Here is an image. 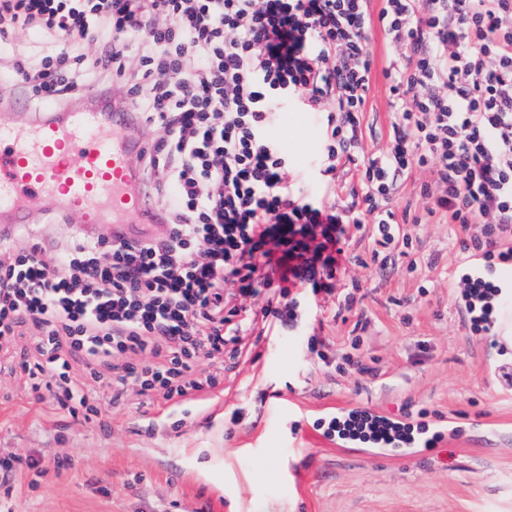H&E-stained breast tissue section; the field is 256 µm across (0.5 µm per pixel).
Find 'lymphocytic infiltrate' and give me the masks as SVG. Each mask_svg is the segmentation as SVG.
Masks as SVG:
<instances>
[{"instance_id":"obj_1","label":"lymphocytic infiltrate","mask_w":512,"mask_h":512,"mask_svg":"<svg viewBox=\"0 0 512 512\" xmlns=\"http://www.w3.org/2000/svg\"><path fill=\"white\" fill-rule=\"evenodd\" d=\"M382 2L400 53L386 72L389 145L369 155L370 0H0V55L17 34L42 39L8 69L33 100L61 112L79 90L123 82L133 125L161 132L136 165L164 234L134 245L80 235L60 249L0 239V364L29 396L89 416L132 381L175 405L223 382L248 332L293 329L320 300L332 316L351 310L356 238L371 233L384 265L413 247L389 203L416 168L431 170V211L461 247L460 320L474 334L495 328L494 273L512 271V0ZM92 42L100 55L86 54ZM288 102L325 114L323 178L341 163L358 176L343 205L299 196L270 134ZM24 335L29 357L15 351ZM74 360L89 386L70 375ZM328 429L380 448L414 440L413 426L367 409Z\"/></svg>"}]
</instances>
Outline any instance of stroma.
Instances as JSON below:
<instances>
[{
    "label": "stroma",
    "mask_w": 512,
    "mask_h": 512,
    "mask_svg": "<svg viewBox=\"0 0 512 512\" xmlns=\"http://www.w3.org/2000/svg\"><path fill=\"white\" fill-rule=\"evenodd\" d=\"M370 49L362 126L371 154L387 147L392 113L385 71L396 50L380 24ZM323 122L291 105L272 133L302 173V192L341 204L352 182L340 172L323 184ZM432 181L430 170H413L390 203L408 217L415 250L383 267L372 260V240L353 245L358 260L346 278L361 285V312L331 320L308 308L298 329L260 338L202 401L147 404L131 389L123 405L88 419L34 401L23 378L1 372L0 458L25 466L0 478V512H512V383L499 376L512 358L459 320L458 248L420 192ZM81 231L47 201L13 229L18 245L49 248ZM314 336L332 357L360 338L361 367L319 370ZM339 406L406 413L433 433L451 419L457 429L416 455L375 454L325 435L320 422Z\"/></svg>",
    "instance_id": "stroma-1"
}]
</instances>
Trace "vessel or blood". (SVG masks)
Here are the masks:
<instances>
[{"label": "vessel or blood", "mask_w": 512, "mask_h": 512, "mask_svg": "<svg viewBox=\"0 0 512 512\" xmlns=\"http://www.w3.org/2000/svg\"><path fill=\"white\" fill-rule=\"evenodd\" d=\"M87 107L46 116L25 127L0 121V222L27 221L30 206L51 200L57 212L86 225H108L117 241L135 242L154 223L134 157L142 144L128 134L126 113Z\"/></svg>", "instance_id": "obj_1"}]
</instances>
